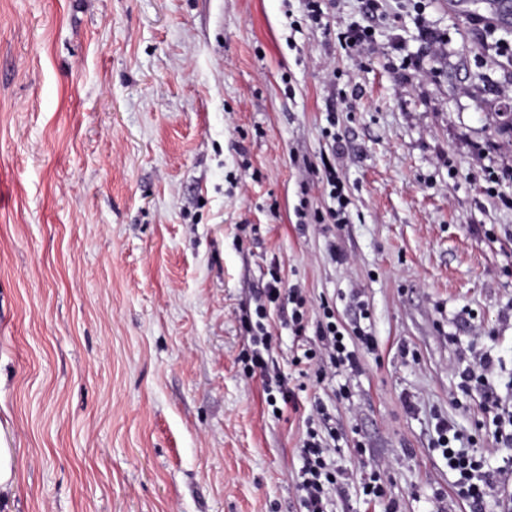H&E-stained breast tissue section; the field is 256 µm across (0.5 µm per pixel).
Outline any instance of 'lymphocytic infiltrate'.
Instances as JSON below:
<instances>
[{"label":"lymphocytic infiltrate","mask_w":512,"mask_h":512,"mask_svg":"<svg viewBox=\"0 0 512 512\" xmlns=\"http://www.w3.org/2000/svg\"><path fill=\"white\" fill-rule=\"evenodd\" d=\"M282 303L290 306L288 323L297 341L293 365L307 366L321 383L339 370L350 375L361 371V352L374 348V337L366 333L353 340L342 335L331 307L325 303L321 306L322 319L316 330L319 345L311 347L305 336L309 300L301 289L285 287L279 275H272L264 288L262 299L256 302L252 314L245 318L253 350L243 368L245 377L257 376L261 378L264 387H276V394L267 397L268 405L273 406L280 401L289 403L295 399L293 389L287 386L286 375L280 372L269 374L263 356L264 351L271 348L270 307ZM497 374L498 365L494 358L483 355L479 358L477 370L463 371L460 378L466 384L476 382L484 385L485 380ZM483 395L487 406L496 411L493 418L496 425L495 440L512 444V410L504 408L497 390L485 387ZM330 421L331 417L322 402L313 400L297 449L301 466L297 473L295 494L302 512H333L332 493L344 471L336 463V429ZM437 433V443L444 456L451 461V470L457 476L458 496L471 504L473 512H483L489 493L498 483L497 478L485 470L482 456L463 447L464 436L453 423L439 420Z\"/></svg>","instance_id":"lymphocytic-infiltrate-1"}]
</instances>
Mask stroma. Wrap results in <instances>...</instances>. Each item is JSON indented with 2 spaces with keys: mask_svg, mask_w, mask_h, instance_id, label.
Listing matches in <instances>:
<instances>
[{
  "mask_svg": "<svg viewBox=\"0 0 512 512\" xmlns=\"http://www.w3.org/2000/svg\"><path fill=\"white\" fill-rule=\"evenodd\" d=\"M367 4L329 0L315 22L303 0H0V446L17 475L0 512H300L316 396L343 434L336 512H470L442 418L512 472L459 377L477 352L512 372V180H488L512 171V56L472 24L493 0H382L371 49L344 48ZM326 160L344 224L311 219ZM273 267L311 302L309 342L324 301L376 340L361 373L320 386L272 309L297 389L278 414L242 374L239 321ZM360 442L388 479L370 505Z\"/></svg>",
  "mask_w": 512,
  "mask_h": 512,
  "instance_id": "35a3bbf8",
  "label": "stroma"
}]
</instances>
